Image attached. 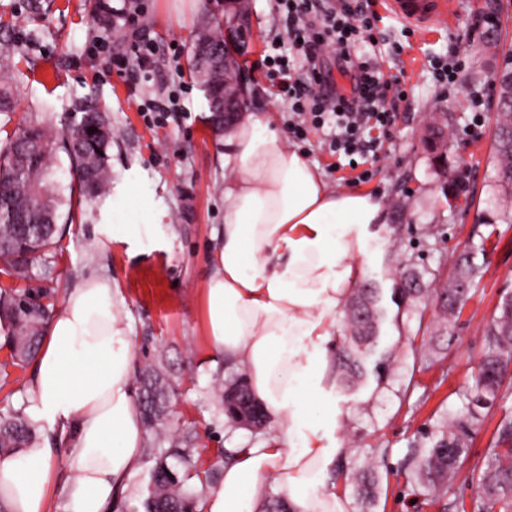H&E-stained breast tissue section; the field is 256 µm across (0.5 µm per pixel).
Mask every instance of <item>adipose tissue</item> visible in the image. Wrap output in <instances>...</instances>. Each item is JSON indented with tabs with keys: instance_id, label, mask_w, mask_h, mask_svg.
<instances>
[{
	"instance_id": "ef3b65f1",
	"label": "adipose tissue",
	"mask_w": 512,
	"mask_h": 512,
	"mask_svg": "<svg viewBox=\"0 0 512 512\" xmlns=\"http://www.w3.org/2000/svg\"><path fill=\"white\" fill-rule=\"evenodd\" d=\"M224 226L201 295L211 353L242 366L252 398L276 423L273 438L234 449L201 512H263L277 487L289 512H348L325 490L336 428L328 344L356 283V253L383 221L374 195L333 190L317 166L287 147L272 114L250 116L224 141ZM108 275L68 290L53 313L27 393L29 417L50 435L0 458L7 512H136L130 482L145 429L134 394L133 326ZM64 455L69 471L52 467Z\"/></svg>"
}]
</instances>
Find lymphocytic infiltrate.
I'll return each mask as SVG.
<instances>
[{
  "mask_svg": "<svg viewBox=\"0 0 512 512\" xmlns=\"http://www.w3.org/2000/svg\"><path fill=\"white\" fill-rule=\"evenodd\" d=\"M277 5L285 43L304 61L302 73L280 86L295 116L288 126L290 136L303 141L318 131L331 154L367 159L374 145L365 131L389 128L396 119L377 105L392 80L384 78L371 57L355 51L357 44L374 40L369 19L354 23V9L337 6L336 0H278ZM328 48L341 72L352 77L349 91L333 89L323 71L321 56Z\"/></svg>",
  "mask_w": 512,
  "mask_h": 512,
  "instance_id": "f902f5d3",
  "label": "lymphocytic infiltrate"
}]
</instances>
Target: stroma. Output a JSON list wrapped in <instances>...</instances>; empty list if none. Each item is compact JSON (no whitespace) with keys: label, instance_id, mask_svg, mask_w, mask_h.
<instances>
[{"label":"stroma","instance_id":"35a3bbf8","mask_svg":"<svg viewBox=\"0 0 512 512\" xmlns=\"http://www.w3.org/2000/svg\"><path fill=\"white\" fill-rule=\"evenodd\" d=\"M375 17L380 68L398 76L400 100L384 99L398 114L386 131L371 130L378 146L367 163L371 176L358 190L376 195L384 221L367 227L368 243L358 262L362 281L381 292L384 312L379 338L365 361L366 375L355 388L336 384L331 401L338 421L330 446L377 481L375 502L359 497L344 479L336 489L351 512H441L418 493L406 465L409 449L427 447L434 424L461 406L459 393L472 383L483 351L485 330L503 296L512 294V200L494 185L491 149L499 110V73L512 65V0H499L507 33L485 47L488 24L482 0H456L452 26L423 36L367 0ZM111 10L99 23L90 0H0V52L15 75L13 112L0 114V145L20 129L41 124L63 133L73 99L90 95L112 124V190L100 202L73 204V222L53 258L30 262L29 288L46 292L58 307L64 293L91 273H106L124 290L131 320L136 368L163 351L174 391L170 421L196 435V455L215 449L260 445L276 432L274 423L247 429L216 414L215 385L234 370L210 356L200 323L199 297L211 272L215 229L224 222V140L227 130L208 124L207 100L189 74L203 0H142L146 23L159 46L151 72L135 77L114 58L128 55L125 30L115 12L123 0H106ZM250 25L237 56L253 81L249 112L274 113L288 127V101L260 62L267 44L284 39L276 0H249ZM454 64L453 82L438 83L436 62ZM171 97L174 111L154 124L139 112L143 101ZM448 120V144L432 143L427 128ZM301 152L322 172L329 187L342 190L352 178L322 151L319 133ZM146 207L150 229L136 246L105 243L102 227L120 224L128 203ZM479 270L460 316L444 320L433 293L456 258L471 247ZM418 278L424 294L413 306H397L392 288L401 274ZM391 365L378 379L375 365Z\"/></svg>","mask_w":512,"mask_h":512}]
</instances>
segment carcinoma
<instances>
[{"mask_svg": "<svg viewBox=\"0 0 512 512\" xmlns=\"http://www.w3.org/2000/svg\"><path fill=\"white\" fill-rule=\"evenodd\" d=\"M224 43V20L206 22L197 34L195 47ZM191 71L206 94L222 89L224 71L202 68L192 56ZM13 70L0 60V112L13 111ZM78 116L57 138L41 125L22 130L0 151V271L12 281L29 279V257L56 249L61 237V208L67 200L45 183V175L57 149L67 155L69 170L77 181L82 197L103 199L111 192L110 150L112 129L106 113L91 97L72 103ZM493 152L495 185L512 196V106L498 112ZM476 269L469 255L460 256L448 286L437 292L442 312L452 317L462 309ZM423 292L416 276L402 275L395 281L393 299L398 306L409 305ZM27 291L0 286V329L6 336L10 364L24 367L37 352L49 307ZM499 314L492 319L484 336L482 361L473 383L461 395L462 408L448 413L432 431L429 448L411 449V474L414 486L422 494L446 499V512H466L463 496L448 497L463 465L470 459L474 432L484 420L482 409L501 392L512 388L507 380L512 368V295L503 298ZM382 312L375 288L357 289L345 309L348 335L336 346L333 377L348 385L363 378L364 359L375 346ZM171 387L166 378L163 355L141 373L138 405L144 426L150 433L144 449L149 481L144 500L145 512H196L206 487L223 474L217 461L202 470L193 459L195 437L180 434L168 426ZM38 439L35 424L21 411L0 414V456L14 454ZM337 475H349L357 493L369 499L374 481L366 471L342 462ZM203 477L201 488L188 486L194 477ZM465 482L471 488L472 512H512V418H503L488 445L483 459L473 464Z\"/></svg>", "mask_w": 512, "mask_h": 512, "instance_id": "obj_1", "label": "carcinoma"}]
</instances>
